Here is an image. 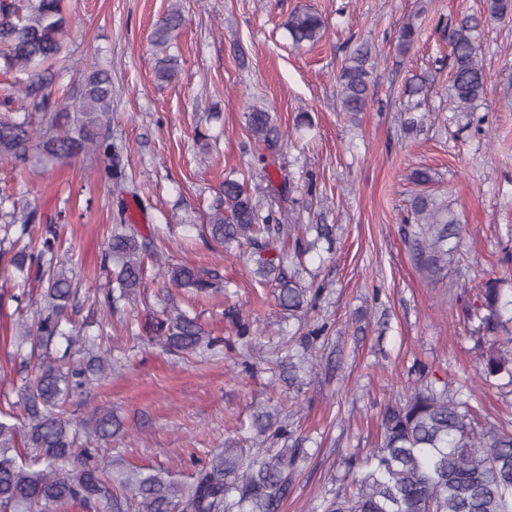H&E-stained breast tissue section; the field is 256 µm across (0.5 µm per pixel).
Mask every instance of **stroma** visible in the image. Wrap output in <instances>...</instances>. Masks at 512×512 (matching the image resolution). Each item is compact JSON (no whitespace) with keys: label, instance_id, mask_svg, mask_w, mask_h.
Masks as SVG:
<instances>
[{"label":"stroma","instance_id":"obj_1","mask_svg":"<svg viewBox=\"0 0 512 512\" xmlns=\"http://www.w3.org/2000/svg\"><path fill=\"white\" fill-rule=\"evenodd\" d=\"M175 3L185 19L178 74L164 83L149 36ZM62 7L73 26L51 69L52 91L61 102L75 96L89 56L111 72L110 134L138 196L112 193L97 162L82 156L0 163V191L36 207L67 241L58 259L80 275L78 318L117 362L70 411L82 423L105 406L121 422L103 446L116 471L134 467L191 486L226 443L263 447L252 421L268 410L305 439L280 512H317L344 476L345 457L375 447L385 406L419 368L438 388L468 383L472 405L512 430V394L481 381L490 342L467 317L480 281L505 276L512 261V20L483 29L476 127L448 99V36L462 15H483L485 0H62ZM305 9L321 14L326 30L297 49L285 25ZM409 21L418 38L401 55L397 36ZM363 42L380 64L372 100L354 119L339 109L336 78ZM415 74L433 84L420 109L423 127L409 134L405 85ZM253 104L273 107L290 135L286 145L270 148L249 135L244 113ZM302 111L312 126L298 131ZM417 169L429 170L431 183L414 182ZM228 176L296 223L331 225V241L281 239L264 252L219 253L196 226ZM420 194L450 205L465 226L455 263L436 282L401 233ZM124 214L141 232L164 228L171 264L201 270L211 288L169 291L158 278L100 315L101 262ZM281 252L299 257L303 285L322 288L315 308L295 319L279 306L276 281L254 274L260 259ZM462 278L468 289L458 288ZM168 293L217 337L216 347L186 355L154 340ZM318 325L325 332L311 356L316 372L289 398L277 363L290 336Z\"/></svg>","mask_w":512,"mask_h":512}]
</instances>
